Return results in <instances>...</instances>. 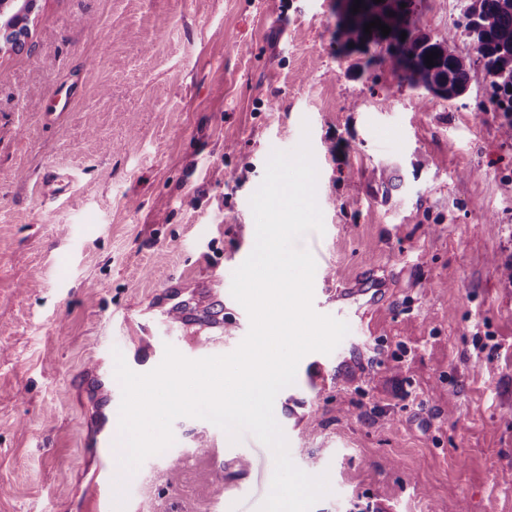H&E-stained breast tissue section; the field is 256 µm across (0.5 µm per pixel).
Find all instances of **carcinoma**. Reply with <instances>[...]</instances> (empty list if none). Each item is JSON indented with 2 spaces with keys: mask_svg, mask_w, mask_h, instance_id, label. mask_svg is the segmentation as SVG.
Masks as SVG:
<instances>
[{
  "mask_svg": "<svg viewBox=\"0 0 512 512\" xmlns=\"http://www.w3.org/2000/svg\"><path fill=\"white\" fill-rule=\"evenodd\" d=\"M406 7H401V4ZM422 0H369L370 11L350 14V22L337 21L340 51L379 46L385 39L381 30L364 31L366 23L379 19L391 31L407 33L406 51L372 55L366 66L387 68L413 85L421 83L434 90L435 96L451 100L462 95L470 74L481 69L492 90L490 101L495 111L504 113L503 136L512 140V0H462L459 16L448 28V36L433 40L417 26V5ZM464 34L474 44L475 54L461 55L451 50L458 35ZM439 54L434 65H426V55Z\"/></svg>",
  "mask_w": 512,
  "mask_h": 512,
  "instance_id": "1",
  "label": "carcinoma"
}]
</instances>
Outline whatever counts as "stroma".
Wrapping results in <instances>:
<instances>
[{"instance_id": "obj_1", "label": "stroma", "mask_w": 512, "mask_h": 512, "mask_svg": "<svg viewBox=\"0 0 512 512\" xmlns=\"http://www.w3.org/2000/svg\"><path fill=\"white\" fill-rule=\"evenodd\" d=\"M0 49V512H87L99 384L115 353L151 369L168 283L223 287L225 352L246 310L232 274L272 151L308 138L323 232L313 287L386 294L274 402L294 464L327 474L312 512H512V142L474 73L423 101L341 54L332 0H34ZM188 453L224 432L174 421ZM213 502L194 466L156 476L145 512H257L270 461L225 448Z\"/></svg>"}]
</instances>
